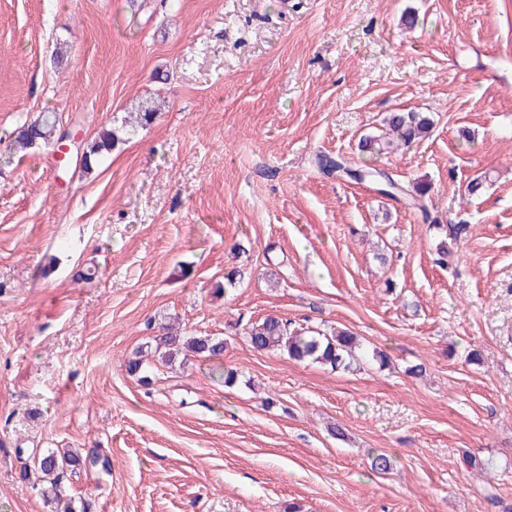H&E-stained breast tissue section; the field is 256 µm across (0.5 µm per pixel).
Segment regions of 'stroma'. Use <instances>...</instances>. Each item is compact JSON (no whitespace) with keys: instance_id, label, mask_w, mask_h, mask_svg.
I'll return each instance as SVG.
<instances>
[{"instance_id":"obj_1","label":"stroma","mask_w":512,"mask_h":512,"mask_svg":"<svg viewBox=\"0 0 512 512\" xmlns=\"http://www.w3.org/2000/svg\"><path fill=\"white\" fill-rule=\"evenodd\" d=\"M146 102L89 173L4 144L46 110L88 143ZM398 110L430 133L369 158ZM322 155L429 185L425 209ZM269 314L366 356L255 351ZM171 319L221 359L132 377ZM56 448L91 512H512V0H0V512H53L31 471ZM318 163L324 172L330 174L336 173V175L342 173L349 176L350 178H353L355 181H367L375 186V189L378 191V193L384 196L397 198L393 194L399 191H393L387 187L385 180L379 177L381 173H385V171L382 169L372 167L370 165H364L360 169L351 170L347 162L339 156L332 157L323 155L319 158Z\"/></svg>"}]
</instances>
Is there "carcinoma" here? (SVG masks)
Here are the masks:
<instances>
[{"label": "carcinoma", "instance_id": "cac0c4a2", "mask_svg": "<svg viewBox=\"0 0 512 512\" xmlns=\"http://www.w3.org/2000/svg\"><path fill=\"white\" fill-rule=\"evenodd\" d=\"M154 116V110L147 107L142 112L129 113L117 126L102 128L91 143L82 147L81 169L87 173L93 171L104 154L130 140L137 128L150 124ZM432 125V119L421 112H392L384 119L385 131L379 136L365 138L362 148L369 154L390 153L424 138ZM62 137L57 112H42L36 119L14 130L10 149L16 154L25 153L36 145L55 144ZM319 166L330 174L342 173L359 182L367 181L384 196L394 194L380 177L383 170L379 168L364 165L352 170L343 158L327 155L319 158ZM428 191L429 186L420 183L405 189L402 195L424 212L423 198ZM245 338L256 351H279L290 360L320 363L333 370L350 368L358 361L361 351L357 337L346 329H294L290 322L275 316L249 324ZM223 353L224 340L208 334L182 336L171 332L161 337L154 347L158 362L169 369L183 365L189 356L218 360ZM81 463V456L70 451H50L34 462V471L45 483L44 496L48 502L56 505V512H90L87 502L78 503L73 498L63 501L62 484L67 471L74 470Z\"/></svg>", "mask_w": 512, "mask_h": 512}]
</instances>
